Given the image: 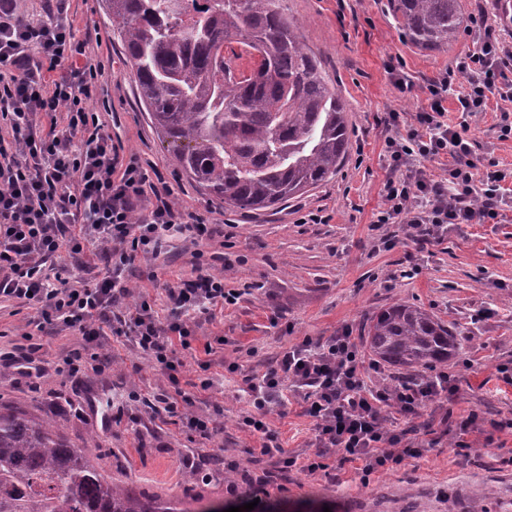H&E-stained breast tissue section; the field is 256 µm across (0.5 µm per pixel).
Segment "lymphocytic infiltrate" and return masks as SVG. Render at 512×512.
Returning a JSON list of instances; mask_svg holds the SVG:
<instances>
[{
	"label": "lymphocytic infiltrate",
	"mask_w": 512,
	"mask_h": 512,
	"mask_svg": "<svg viewBox=\"0 0 512 512\" xmlns=\"http://www.w3.org/2000/svg\"><path fill=\"white\" fill-rule=\"evenodd\" d=\"M472 50L440 72L429 85V104L413 117L390 113L393 135L385 139L389 177L374 227L406 225L414 240L441 238L459 224H493L505 200L498 170L476 174L471 141L445 120L444 102L455 96L460 112L483 111L489 97L512 102V39L487 24L471 29ZM84 53L70 25L49 19L31 25L0 0V296L39 306V325L79 330L86 352L66 355L59 373L76 377L100 358V320L112 311L115 295L127 293L123 267L136 254H156L170 233L208 234L206 220L180 209L168 186L157 185L136 156L121 157L96 112L90 88L101 74L79 64ZM63 113L62 129L44 130L43 120ZM447 159L448 176L435 179L427 161ZM102 250L112 270L94 283L55 287L44 274L62 254ZM185 318L161 324L148 301L115 319V335L156 361L169 382L182 365L173 344L190 348V319L217 303L235 304L239 295L222 277L205 274L171 288ZM301 392L315 418V458L299 463L281 457L269 413L282 404L285 387ZM254 411L245 426L262 441L261 455L280 456L282 470L313 472L337 453L358 463L361 481L391 471L422 454L407 430L389 427L391 414L406 419L451 401L455 375L440 371L420 380L374 389L348 332L326 341H303L286 351L277 368L248 379Z\"/></svg>",
	"instance_id": "lymphocytic-infiltrate-1"
}]
</instances>
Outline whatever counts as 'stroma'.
I'll return each mask as SVG.
<instances>
[{
  "label": "stroma",
  "mask_w": 512,
  "mask_h": 512,
  "mask_svg": "<svg viewBox=\"0 0 512 512\" xmlns=\"http://www.w3.org/2000/svg\"><path fill=\"white\" fill-rule=\"evenodd\" d=\"M296 20L303 40L318 59L345 106L350 149L335 176L304 195L266 211L224 208L176 166L167 145L141 106L136 75L126 59L105 0H18L16 12L31 24L53 18L71 24L85 56L103 76L87 101L104 112L106 130L122 155H136L147 170L167 180L175 203L216 225L214 233L190 237L158 256H137L124 273L126 305L148 299L160 319L170 315L169 287L196 278L198 269L223 276L241 291L237 305L213 307L198 318L196 339L178 350L183 367L178 384L125 338L109 337L96 368L71 378L56 367L82 338L77 331H38L32 306L0 298V347L35 343L43 375L34 380L0 373V411L56 425L60 436L80 447L113 481L128 483L153 498L183 505H235L239 497L264 489L268 501L287 512H469L483 501L487 512H512V429L491 424L512 419V381L498 371L512 365V207L497 223L463 224L442 241L418 249L405 225L374 230L388 177L384 140L389 112L415 113L428 104V82L472 47L460 35L447 48L423 50L411 44L387 8V0H280ZM400 60L412 89L400 93L386 72ZM448 122L467 123L479 169L496 165L508 172L512 190V138L499 137L502 112L512 103L493 97L485 111L462 116L449 99ZM323 216L320 224L308 214ZM391 245H383L381 235ZM417 254L419 272L406 276L407 257ZM395 302L422 307L458 332L459 347L447 369L459 392L446 406H429L421 457L361 484L353 464L327 457L326 469H295L272 477L273 462L260 458L261 440L243 423L253 407L240 375L263 373L304 339L323 341L346 331L360 338L363 323ZM208 390H201L202 380ZM180 388L189 411L207 415L216 430L202 439L181 423L161 420L147 399ZM138 400H130L129 392ZM477 412L493 443L462 454L455 434L445 433L446 410ZM269 423L287 454L313 455L315 421L297 395L273 412ZM194 457L209 480L188 481L185 457ZM232 480H223L224 472Z\"/></svg>",
  "instance_id": "stroma-1"
}]
</instances>
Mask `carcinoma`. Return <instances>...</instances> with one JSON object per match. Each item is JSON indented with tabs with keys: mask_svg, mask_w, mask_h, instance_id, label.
I'll return each mask as SVG.
<instances>
[{
	"mask_svg": "<svg viewBox=\"0 0 512 512\" xmlns=\"http://www.w3.org/2000/svg\"><path fill=\"white\" fill-rule=\"evenodd\" d=\"M139 99L181 170L224 207L260 211L327 181L348 153L345 108L277 0H106ZM415 46L458 38L462 0H389ZM256 53L231 74L224 46ZM389 367L432 368L458 347L434 314L396 302L363 327ZM0 512H218L180 508L108 479L45 425L0 413Z\"/></svg>",
	"mask_w": 512,
	"mask_h": 512,
	"instance_id": "cac0c4a2",
	"label": "carcinoma"
}]
</instances>
